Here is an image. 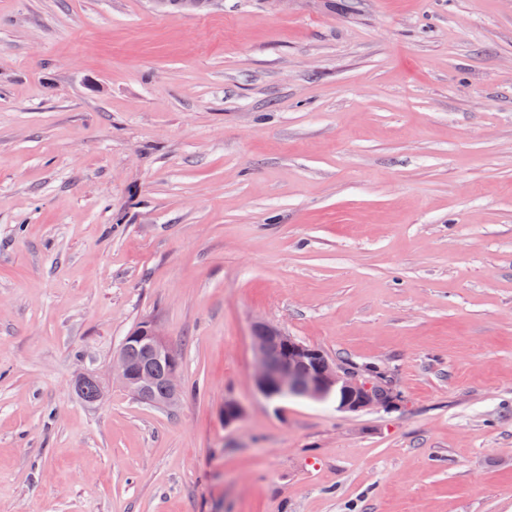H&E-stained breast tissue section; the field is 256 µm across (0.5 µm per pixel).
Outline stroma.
Wrapping results in <instances>:
<instances>
[{"label":"stroma","mask_w":512,"mask_h":512,"mask_svg":"<svg viewBox=\"0 0 512 512\" xmlns=\"http://www.w3.org/2000/svg\"><path fill=\"white\" fill-rule=\"evenodd\" d=\"M142 321L180 403L82 400ZM0 512H512V0H0ZM257 362L255 382L266 398L272 389L321 401L328 395L340 396L337 409L357 413L394 403L393 396L381 403L373 400L378 383L359 366L338 361L322 350L291 336L282 327L258 322L253 329Z\"/></svg>","instance_id":"obj_1"}]
</instances>
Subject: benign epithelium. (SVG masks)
Here are the masks:
<instances>
[{
	"mask_svg": "<svg viewBox=\"0 0 512 512\" xmlns=\"http://www.w3.org/2000/svg\"><path fill=\"white\" fill-rule=\"evenodd\" d=\"M143 339L154 354L166 361V393L163 398L158 399L154 395V373L131 362L123 351L117 352L112 358V374L125 390L143 402L174 406L183 392L180 359L154 324H146L142 334L131 335L126 342ZM253 348L257 357L255 382L265 397L273 389L311 401H321L336 393L340 396L337 409L347 413L386 407L393 402L391 398L379 404L374 402L373 395L378 383L359 366L330 358L322 350L291 336L277 324L257 323L253 329ZM76 388L89 403L100 401L103 395L102 385L93 374L81 377Z\"/></svg>",
	"mask_w": 512,
	"mask_h": 512,
	"instance_id": "7a95c632",
	"label": "benign epithelium"
}]
</instances>
